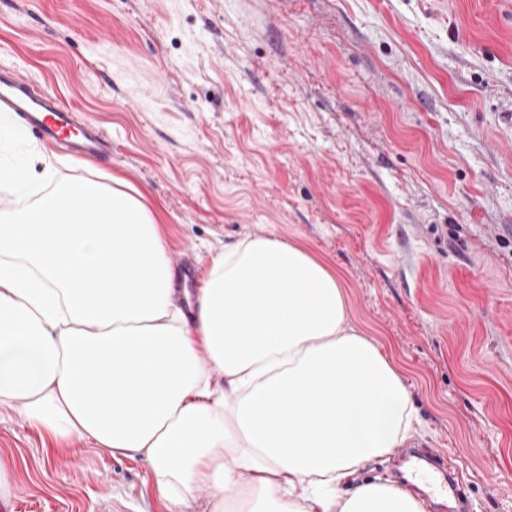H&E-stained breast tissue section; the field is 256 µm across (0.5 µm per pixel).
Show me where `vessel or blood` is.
I'll list each match as a JSON object with an SVG mask.
<instances>
[{"instance_id": "obj_1", "label": "vessel or blood", "mask_w": 512, "mask_h": 512, "mask_svg": "<svg viewBox=\"0 0 512 512\" xmlns=\"http://www.w3.org/2000/svg\"><path fill=\"white\" fill-rule=\"evenodd\" d=\"M0 111L12 113L30 134L42 140L61 142L78 155L104 156L106 138L100 129L76 119L59 98L36 86L11 67L0 68ZM407 465L404 484L411 490L427 488L440 497L441 512L454 507L467 512L468 495L457 464L446 453L428 454L410 450L399 457Z\"/></svg>"}]
</instances>
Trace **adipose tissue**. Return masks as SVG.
Masks as SVG:
<instances>
[{
	"mask_svg": "<svg viewBox=\"0 0 512 512\" xmlns=\"http://www.w3.org/2000/svg\"><path fill=\"white\" fill-rule=\"evenodd\" d=\"M121 183L0 210V409L50 447L142 458L169 512L204 491L210 512H426L351 481L417 416L336 275L255 235L177 288L158 215Z\"/></svg>",
	"mask_w": 512,
	"mask_h": 512,
	"instance_id": "adipose-tissue-1",
	"label": "adipose tissue"
}]
</instances>
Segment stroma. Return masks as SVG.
Here are the masks:
<instances>
[{
  "label": "stroma",
  "instance_id": "35a3bbf8",
  "mask_svg": "<svg viewBox=\"0 0 512 512\" xmlns=\"http://www.w3.org/2000/svg\"><path fill=\"white\" fill-rule=\"evenodd\" d=\"M0 65L101 128L42 190L125 178L171 261L275 236L342 283L456 457L512 512V0H0ZM0 512H167L148 466L0 412Z\"/></svg>",
  "mask_w": 512,
  "mask_h": 512
}]
</instances>
